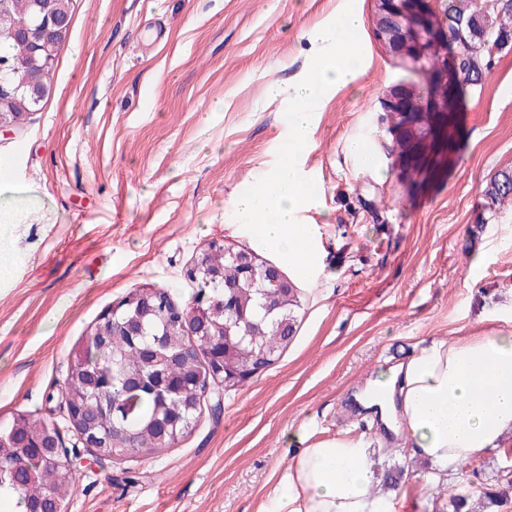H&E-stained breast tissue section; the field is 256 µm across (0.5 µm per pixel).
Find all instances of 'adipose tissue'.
<instances>
[{
	"label": "adipose tissue",
	"mask_w": 512,
	"mask_h": 512,
	"mask_svg": "<svg viewBox=\"0 0 512 512\" xmlns=\"http://www.w3.org/2000/svg\"><path fill=\"white\" fill-rule=\"evenodd\" d=\"M370 422L405 437L433 480L448 468L512 445V327L430 341L406 364L377 367L357 396ZM276 468L259 512H397L381 491L370 443L349 432L314 440Z\"/></svg>",
	"instance_id": "adipose-tissue-1"
}]
</instances>
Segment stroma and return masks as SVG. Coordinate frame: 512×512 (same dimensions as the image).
<instances>
[{
  "mask_svg": "<svg viewBox=\"0 0 512 512\" xmlns=\"http://www.w3.org/2000/svg\"><path fill=\"white\" fill-rule=\"evenodd\" d=\"M345 4L72 0L49 96L19 133L0 135V165L11 167L0 204L27 215L15 276L0 283V425L21 413L52 422L70 350L129 292L186 302L204 243L249 245L230 201L272 169L290 134L291 85L316 52L308 33ZM355 10L360 74L321 99L299 157L319 194L302 218L319 225L320 264L298 283L293 342L178 445L119 463L81 449L66 512H257L304 419L321 437L359 430L363 416L346 410L378 366L512 320V203L476 223L486 183L512 170V52L468 90L410 178L387 151L381 100L397 87L423 96L425 81L376 38L374 0ZM353 139L375 170L347 152ZM402 445L391 438L376 455L379 473L405 469L401 512H448L429 465Z\"/></svg>",
  "mask_w": 512,
  "mask_h": 512,
  "instance_id": "35a3bbf8",
  "label": "stroma"
}]
</instances>
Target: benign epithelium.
<instances>
[{"instance_id": "obj_1", "label": "benign epithelium", "mask_w": 512, "mask_h": 512, "mask_svg": "<svg viewBox=\"0 0 512 512\" xmlns=\"http://www.w3.org/2000/svg\"><path fill=\"white\" fill-rule=\"evenodd\" d=\"M440 0H376L380 18L379 40L393 53L401 57L420 58L435 51L444 52L439 64L426 71L428 78V96L420 101L401 88H397L382 101V107L388 112H396L399 124L394 131L395 139L400 143V163L404 170L413 173L417 169L422 145L416 131L422 124H432V119L448 116L456 106V99L448 87L449 78L461 68L462 57L457 42L448 33V26L437 20V9L432 4ZM25 8L34 18V23L20 31L29 47V67L31 75L15 87L0 85V133H12L23 128L27 113L13 111V106L24 101L36 103L43 100L49 89L39 78L37 70L47 67L54 61V54L70 31L69 0H23ZM244 273L254 276L261 269L257 259L247 254H231ZM217 281L224 279V265L202 259L187 271V276L197 279V274ZM151 292H141L122 299L107 310L96 323L89 338L100 343V349H106L112 340V328L118 327L129 336H138L140 331L139 314L153 311ZM205 382V394L212 387L218 388V399L213 407L223 408L224 404V360L215 361L207 367V373L199 375L196 382ZM56 411L69 424L76 437L77 444L88 449L101 461L116 459L132 449V444L121 441L114 430L107 425L112 417V400L101 396L93 405L88 399L76 395L71 380H66ZM15 434L6 437L0 435V479L12 475L18 467V458L10 449L21 448ZM45 464L54 469L50 481L54 491V512H63V501L67 497L68 481L65 475L77 465L78 452H69L63 448L59 431L51 429L37 441Z\"/></svg>"}]
</instances>
